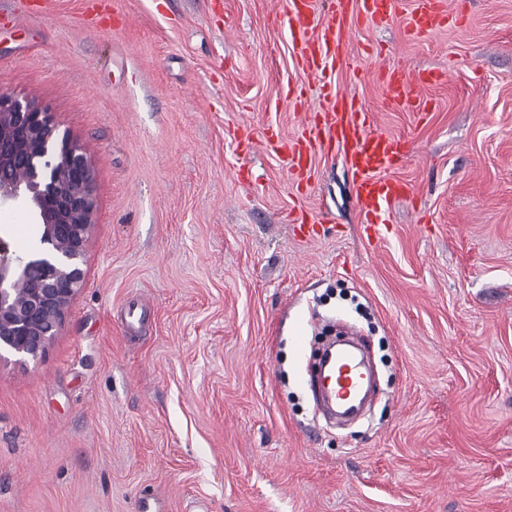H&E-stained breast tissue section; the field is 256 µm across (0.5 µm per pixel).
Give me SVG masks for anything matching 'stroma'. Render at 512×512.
Returning <instances> with one entry per match:
<instances>
[{"mask_svg": "<svg viewBox=\"0 0 512 512\" xmlns=\"http://www.w3.org/2000/svg\"><path fill=\"white\" fill-rule=\"evenodd\" d=\"M0 0V88L52 113L95 171L85 285L46 351L0 360V512H512V0H445L410 41L413 0L351 27L359 98L403 136L388 232L366 240L335 152L289 181L241 135L300 133L286 0ZM384 49L427 114L385 111ZM317 222L296 237V208ZM31 251L33 213L0 209ZM355 318L378 370L367 418L316 416L308 337Z\"/></svg>", "mask_w": 512, "mask_h": 512, "instance_id": "stroma-1", "label": "stroma"}]
</instances>
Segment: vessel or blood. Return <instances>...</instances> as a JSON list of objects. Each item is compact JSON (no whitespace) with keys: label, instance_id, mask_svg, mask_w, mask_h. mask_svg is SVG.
<instances>
[{"label":"vessel or blood","instance_id":"obj_1","mask_svg":"<svg viewBox=\"0 0 512 512\" xmlns=\"http://www.w3.org/2000/svg\"><path fill=\"white\" fill-rule=\"evenodd\" d=\"M397 4L398 0H336L335 12L323 20L314 11L313 0H288L286 9L277 16L292 35L294 52L304 61L305 73L318 79L321 96L330 103L329 108L315 109L313 121L304 125L297 139L283 146L284 168L289 177L311 180L313 155L336 150L353 174L360 219L368 236L374 238L386 226L390 204L412 193L407 183L391 176L393 170L405 165L412 150L401 137L375 130L372 114L361 100L337 95L334 67L344 63L350 72H358L359 63L346 39L350 22L363 26L388 19ZM445 22L437 0H417L405 33L410 39L420 40ZM377 78L385 89L386 109L408 107L424 112L428 105L412 97V84H439L447 75L435 71L409 76L398 65L385 64L378 69ZM364 378L354 358L338 354L324 378L325 396L334 405L351 403Z\"/></svg>","mask_w":512,"mask_h":512}]
</instances>
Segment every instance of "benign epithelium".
Wrapping results in <instances>:
<instances>
[{"label":"benign epithelium","instance_id":"obj_1","mask_svg":"<svg viewBox=\"0 0 512 512\" xmlns=\"http://www.w3.org/2000/svg\"><path fill=\"white\" fill-rule=\"evenodd\" d=\"M33 212L38 249L20 257L0 239V353L35 360L84 284L94 228V171L50 113L0 90V206Z\"/></svg>","mask_w":512,"mask_h":512}]
</instances>
